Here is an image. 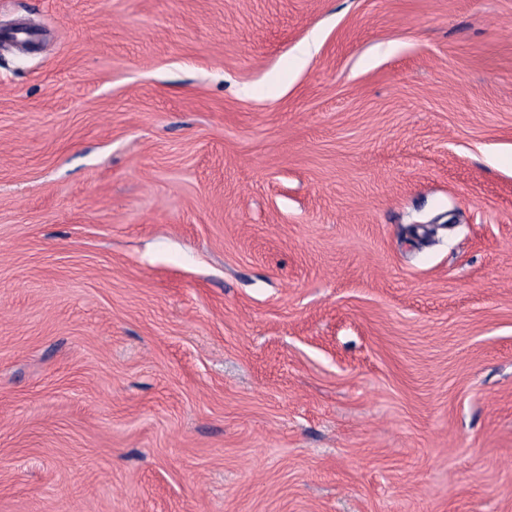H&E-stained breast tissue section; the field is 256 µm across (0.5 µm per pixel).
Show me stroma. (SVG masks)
<instances>
[{
	"label": "stroma",
	"instance_id": "obj_1",
	"mask_svg": "<svg viewBox=\"0 0 512 512\" xmlns=\"http://www.w3.org/2000/svg\"><path fill=\"white\" fill-rule=\"evenodd\" d=\"M0 512H512V0H0Z\"/></svg>",
	"mask_w": 512,
	"mask_h": 512
}]
</instances>
